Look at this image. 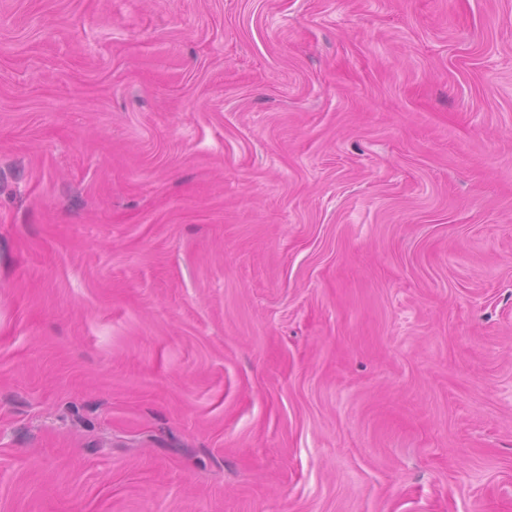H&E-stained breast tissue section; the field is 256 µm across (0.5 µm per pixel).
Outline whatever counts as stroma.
<instances>
[{
  "label": "stroma",
  "mask_w": 512,
  "mask_h": 512,
  "mask_svg": "<svg viewBox=\"0 0 512 512\" xmlns=\"http://www.w3.org/2000/svg\"><path fill=\"white\" fill-rule=\"evenodd\" d=\"M0 512H512V0H0Z\"/></svg>",
  "instance_id": "1"
}]
</instances>
